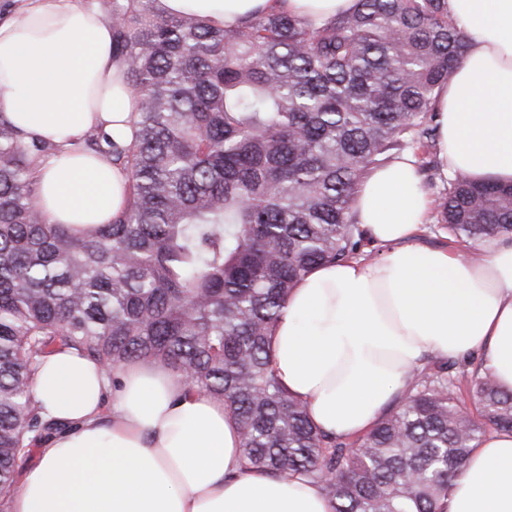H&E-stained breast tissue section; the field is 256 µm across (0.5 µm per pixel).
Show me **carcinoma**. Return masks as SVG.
<instances>
[{
    "label": "carcinoma",
    "mask_w": 512,
    "mask_h": 512,
    "mask_svg": "<svg viewBox=\"0 0 512 512\" xmlns=\"http://www.w3.org/2000/svg\"><path fill=\"white\" fill-rule=\"evenodd\" d=\"M154 2L96 0L141 97L130 145L83 144L129 174L109 223L81 236L46 223L35 171L57 147L0 115V512L24 448L54 427L31 383L60 349L109 371L153 363L223 399L245 467L319 484L334 512H440L472 448L512 431V393L476 371L466 401L428 359L348 442L281 386L268 336L313 267L371 256L353 212L371 170L434 146L436 90L466 48L446 0L224 28ZM430 219L474 250L512 234V186L457 174Z\"/></svg>",
    "instance_id": "obj_1"
}]
</instances>
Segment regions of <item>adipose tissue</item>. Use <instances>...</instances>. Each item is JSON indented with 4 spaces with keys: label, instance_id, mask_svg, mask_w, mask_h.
Wrapping results in <instances>:
<instances>
[{
    "label": "adipose tissue",
    "instance_id": "ef3b65f1",
    "mask_svg": "<svg viewBox=\"0 0 512 512\" xmlns=\"http://www.w3.org/2000/svg\"><path fill=\"white\" fill-rule=\"evenodd\" d=\"M356 0H155L157 10L218 26L280 9L315 20ZM467 49L438 93L435 153L443 173L512 183V0H447ZM112 52V25L90 0H25L0 16V116L55 144L36 172L47 223H108L129 177L78 144L135 138L140 98ZM431 199L412 155L373 170L354 209L383 246L374 262L315 267L268 340L275 374L325 433H367L430 358L470 354L512 391V237L490 235L476 259L417 240ZM31 394L58 431L10 495L11 512H334L320 487L243 465L222 400L189 391L142 361L106 372L52 353ZM443 512H512V432L487 434L452 481Z\"/></svg>",
    "mask_w": 512,
    "mask_h": 512
}]
</instances>
